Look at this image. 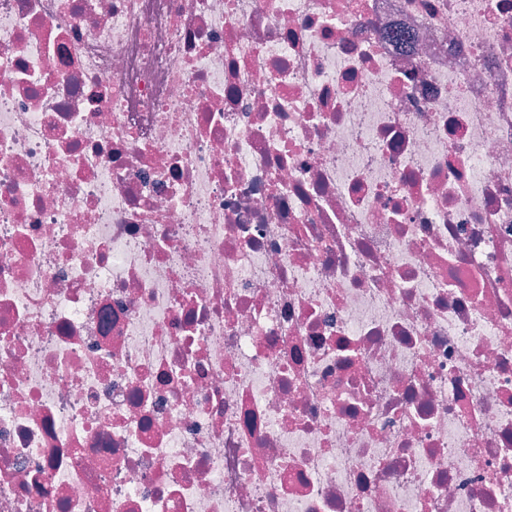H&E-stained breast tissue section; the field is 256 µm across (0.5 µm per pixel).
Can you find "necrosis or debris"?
<instances>
[{
  "mask_svg": "<svg viewBox=\"0 0 512 512\" xmlns=\"http://www.w3.org/2000/svg\"><path fill=\"white\" fill-rule=\"evenodd\" d=\"M0 512H512V0H0Z\"/></svg>",
  "mask_w": 512,
  "mask_h": 512,
  "instance_id": "necrosis-or-debris-1",
  "label": "necrosis or debris"
}]
</instances>
